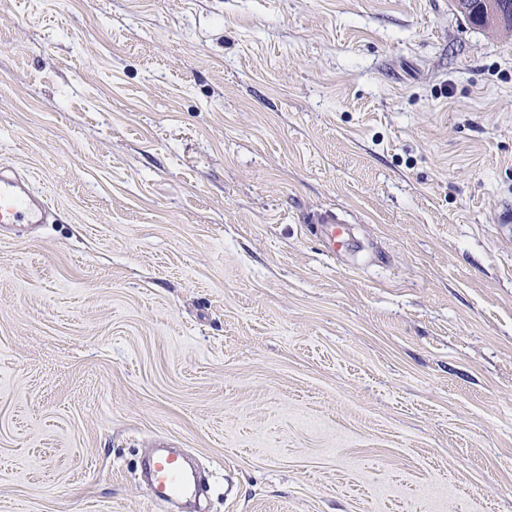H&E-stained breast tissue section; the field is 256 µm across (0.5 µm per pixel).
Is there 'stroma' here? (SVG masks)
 <instances>
[{
  "label": "stroma",
  "instance_id": "stroma-1",
  "mask_svg": "<svg viewBox=\"0 0 512 512\" xmlns=\"http://www.w3.org/2000/svg\"><path fill=\"white\" fill-rule=\"evenodd\" d=\"M0 512H512V38L452 0H0ZM355 245L330 253L309 213ZM50 207L27 177L0 167V230L16 224H46ZM308 224H326L327 239L329 247L336 251V238L339 242L348 247L350 245L349 234L344 224H349L346 220L340 218L334 209H324L314 212L307 216ZM151 474V499L164 505L176 492L190 495L193 491V482L188 472L182 471L177 457L168 455L166 451L160 452L149 464Z\"/></svg>",
  "mask_w": 512,
  "mask_h": 512
}]
</instances>
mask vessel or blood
<instances>
[{"mask_svg": "<svg viewBox=\"0 0 512 512\" xmlns=\"http://www.w3.org/2000/svg\"><path fill=\"white\" fill-rule=\"evenodd\" d=\"M50 207L46 199L33 188L27 177L8 173L0 167V230L17 224H43L48 220ZM307 223L327 227L328 241L348 244L349 234L344 219L335 210L324 209L307 216ZM151 498L165 504L174 493L191 494L193 483L182 471L177 457L160 452L149 464Z\"/></svg>", "mask_w": 512, "mask_h": 512, "instance_id": "obj_1", "label": "vessel or blood"}]
</instances>
